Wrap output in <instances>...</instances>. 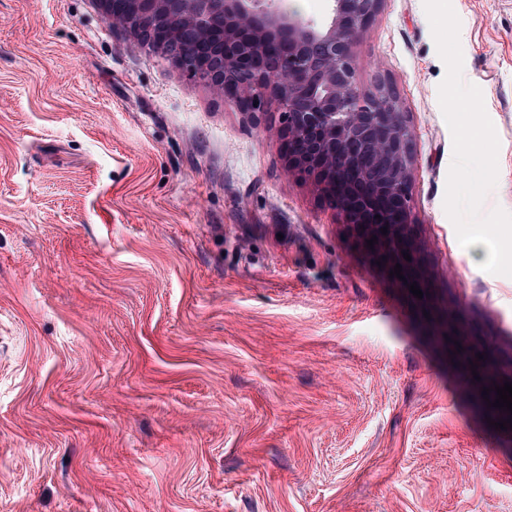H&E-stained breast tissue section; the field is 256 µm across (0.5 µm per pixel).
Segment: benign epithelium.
<instances>
[{
  "mask_svg": "<svg viewBox=\"0 0 512 512\" xmlns=\"http://www.w3.org/2000/svg\"><path fill=\"white\" fill-rule=\"evenodd\" d=\"M102 2L112 28L137 34L224 102L246 112L276 103L288 170L320 188L365 251L402 266L405 287H423L416 259H404L413 254L415 135L395 84L378 74L363 88L353 54L381 0H327L322 22L276 0Z\"/></svg>",
  "mask_w": 512,
  "mask_h": 512,
  "instance_id": "benign-epithelium-1",
  "label": "benign epithelium"
}]
</instances>
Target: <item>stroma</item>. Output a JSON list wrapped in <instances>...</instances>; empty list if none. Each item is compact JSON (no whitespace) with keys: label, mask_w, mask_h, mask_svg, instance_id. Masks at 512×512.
Masks as SVG:
<instances>
[{"label":"stroma","mask_w":512,"mask_h":512,"mask_svg":"<svg viewBox=\"0 0 512 512\" xmlns=\"http://www.w3.org/2000/svg\"><path fill=\"white\" fill-rule=\"evenodd\" d=\"M512 213V0H451ZM414 129V297L243 112L101 0H0V512H512V277L444 210L423 0L354 46Z\"/></svg>","instance_id":"35a3bbf8"}]
</instances>
